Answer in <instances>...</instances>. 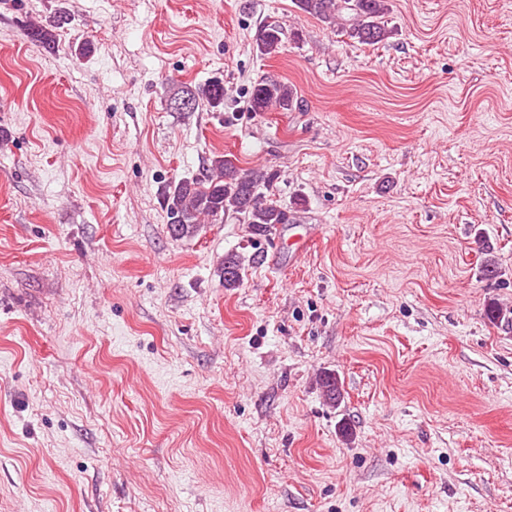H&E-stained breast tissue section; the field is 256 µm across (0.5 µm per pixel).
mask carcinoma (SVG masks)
<instances>
[{"label": "carcinoma", "instance_id": "carcinoma-1", "mask_svg": "<svg viewBox=\"0 0 512 512\" xmlns=\"http://www.w3.org/2000/svg\"><path fill=\"white\" fill-rule=\"evenodd\" d=\"M293 3L299 12L318 19L332 31L360 44L374 45L395 34V30L385 25V17L390 11L389 0H293ZM29 36L47 49L55 47L53 31L44 26L32 28ZM283 36L284 30L279 24H262L255 38L256 50L262 56L279 53L284 47ZM176 96L190 100V105L183 108L185 112H195L202 105L217 110L224 105V82L212 79L195 87L186 86ZM295 98L296 92L291 85L265 76L254 84L250 108L254 112L290 111ZM277 178L275 171H244L232 158L214 156L200 176L182 179L164 188L162 202L169 232L177 239L193 237L201 224H221L231 216L249 225L254 233L269 235L276 225L288 223V209L259 192L262 187L270 188ZM244 270L240 256H224L220 266L224 287L239 286ZM486 314L493 323H512V309L497 302L487 305ZM319 382L325 400L332 406L339 405L343 400V389L336 374L325 372L320 375Z\"/></svg>", "mask_w": 512, "mask_h": 512}]
</instances>
